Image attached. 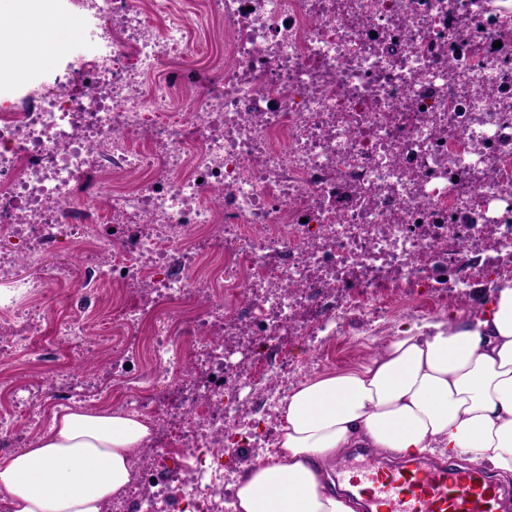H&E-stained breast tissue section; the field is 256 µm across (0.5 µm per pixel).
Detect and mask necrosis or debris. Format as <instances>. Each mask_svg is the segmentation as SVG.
<instances>
[{"instance_id": "necrosis-or-debris-1", "label": "necrosis or debris", "mask_w": 512, "mask_h": 512, "mask_svg": "<svg viewBox=\"0 0 512 512\" xmlns=\"http://www.w3.org/2000/svg\"><path fill=\"white\" fill-rule=\"evenodd\" d=\"M65 2L97 32L65 57L81 94L0 108V334L31 346L27 299L76 277L135 292L116 308L107 376L123 412L156 417L136 338L175 309L177 335L194 339L192 409L154 439L194 512H231L224 450H275L257 428L277 426L288 372L268 353L325 332L313 295L340 294V317L371 323L431 312L468 285L461 242L512 276V168L499 162L512 155V0H207L224 21L220 97L188 85L183 25L146 28L180 0ZM133 163L145 174L121 187ZM76 224L87 264L15 278L16 258L40 264ZM203 232L216 264L201 281L186 243ZM204 286L223 307L198 312ZM130 468L140 512H166L151 465Z\"/></svg>"}]
</instances>
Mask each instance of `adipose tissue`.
Instances as JSON below:
<instances>
[{
  "label": "adipose tissue",
  "instance_id": "1",
  "mask_svg": "<svg viewBox=\"0 0 512 512\" xmlns=\"http://www.w3.org/2000/svg\"><path fill=\"white\" fill-rule=\"evenodd\" d=\"M14 14L0 24V82L42 62L47 37L65 29L38 0H15ZM280 420L279 451L244 469L234 512H356L330 468L355 446L512 474V282L482 310L403 326L367 361L307 379ZM151 435L149 420L119 410L54 415L36 447L0 460V502L8 512H102L124 495Z\"/></svg>",
  "mask_w": 512,
  "mask_h": 512
}]
</instances>
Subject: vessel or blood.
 <instances>
[{
    "instance_id": "b4317fda",
    "label": "vessel or blood",
    "mask_w": 512,
    "mask_h": 512,
    "mask_svg": "<svg viewBox=\"0 0 512 512\" xmlns=\"http://www.w3.org/2000/svg\"><path fill=\"white\" fill-rule=\"evenodd\" d=\"M339 473L366 512H505L503 490L482 472L443 461L388 466L367 453L360 463L345 461Z\"/></svg>"
}]
</instances>
